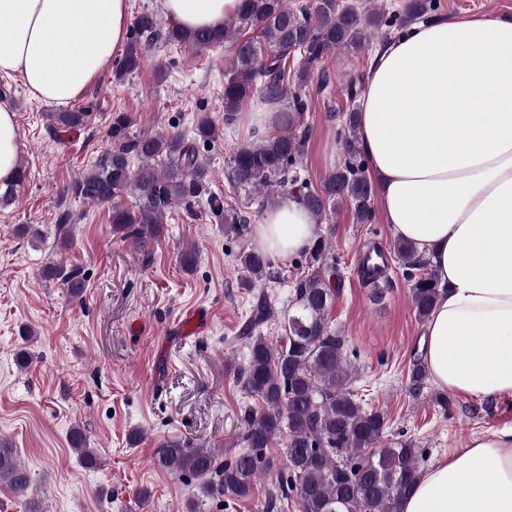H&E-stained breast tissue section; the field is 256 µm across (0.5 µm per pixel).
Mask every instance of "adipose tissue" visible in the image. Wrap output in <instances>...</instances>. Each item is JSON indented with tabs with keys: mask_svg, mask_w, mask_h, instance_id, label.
<instances>
[{
	"mask_svg": "<svg viewBox=\"0 0 512 512\" xmlns=\"http://www.w3.org/2000/svg\"><path fill=\"white\" fill-rule=\"evenodd\" d=\"M241 0H161L188 30L217 28ZM128 0H0V80L66 106L125 42ZM359 140L382 217L441 284L425 366L442 390L483 402L512 395V16L434 17L372 61ZM17 113L0 96V186L16 181ZM316 217L283 196L254 227L256 248L307 251ZM398 512H512V426L477 435L423 472Z\"/></svg>",
	"mask_w": 512,
	"mask_h": 512,
	"instance_id": "1",
	"label": "adipose tissue"
}]
</instances>
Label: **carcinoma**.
<instances>
[{
  "instance_id": "cac0c4a2",
  "label": "carcinoma",
  "mask_w": 512,
  "mask_h": 512,
  "mask_svg": "<svg viewBox=\"0 0 512 512\" xmlns=\"http://www.w3.org/2000/svg\"><path fill=\"white\" fill-rule=\"evenodd\" d=\"M373 0H313L294 7L288 0H242L239 12L218 28L184 30L173 24L160 29L157 15L144 11L134 23L117 79L140 67L146 43H167L204 49L226 45L231 53L224 65V122L256 94L278 104L288 101L276 115V134H264L236 149L230 158L229 179L234 186L261 193L262 204L274 205L286 193L299 200L321 220L326 208L346 203L358 221L372 218L374 186L367 179L366 157L357 132L356 109L346 115L340 133L344 161L322 181L309 187L300 176L309 128L302 126L308 109L305 89L315 81L324 88V74L312 79L313 68L329 53L353 56L369 49L370 40L391 39L416 21H429L437 0H406L389 15L370 9ZM298 68H288L292 59ZM52 127L68 132L87 122L83 111L52 112ZM125 112L112 113L110 146L91 169L79 174L64 189L71 198L110 208L112 233L130 240L141 250L165 235L166 217L172 205L200 197L208 170L195 143L181 134L161 132L132 136ZM194 134L199 141L215 142L217 126L206 115L198 117ZM142 161L132 169L131 158ZM136 196L135 208L119 202L124 193ZM209 206L224 223L240 231L249 218L225 209L212 196ZM327 245L318 239L309 249L311 272L295 289V307L275 340L256 335L257 326L273 315L264 295L256 298L240 338L249 350L245 366L234 369L245 390L261 408L243 410V427L237 440L243 448H193L179 440H167L156 449L154 462L166 472L199 481L202 497L236 502L251 496L255 483L270 471L278 474V493L269 494L267 509L297 499L299 512H397L398 503L421 473L423 452L407 440L385 439L387 420L379 410L365 409L350 390L348 343L332 328L329 315L336 292L325 276ZM392 253L406 268L410 302L417 318H429L439 284L435 272L418 275L425 266L411 243L396 239ZM242 284L253 288L276 278L274 261L258 251L238 257ZM42 279L57 282L75 297L85 288V275L77 265L50 261L41 269ZM68 444L83 467L98 469L101 456L90 447L80 427L71 428ZM283 445L277 459L266 450ZM30 474L10 443L0 440V485L23 495Z\"/></svg>"
}]
</instances>
